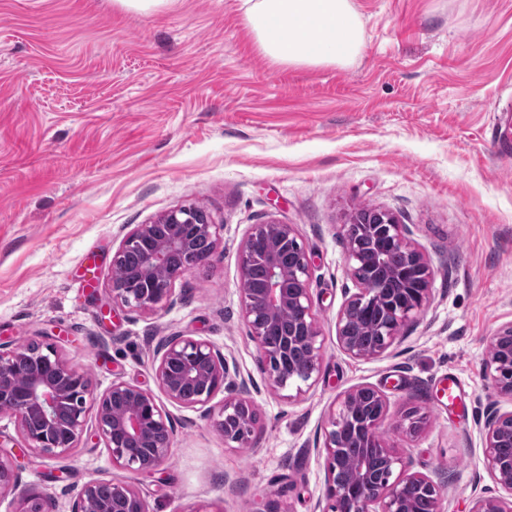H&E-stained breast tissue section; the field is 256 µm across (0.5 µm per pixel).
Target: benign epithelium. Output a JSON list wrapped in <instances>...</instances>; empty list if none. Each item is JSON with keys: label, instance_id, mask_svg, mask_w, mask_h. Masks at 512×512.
I'll return each instance as SVG.
<instances>
[{"label": "benign epithelium", "instance_id": "7a95c632", "mask_svg": "<svg viewBox=\"0 0 512 512\" xmlns=\"http://www.w3.org/2000/svg\"><path fill=\"white\" fill-rule=\"evenodd\" d=\"M376 216L375 224L364 219ZM166 231L162 249L148 251L136 283L111 281L112 304L143 313L174 306L177 280L206 265L221 242L222 225L201 216L195 206H180L162 214L151 224H139L122 239L112 258L118 267L124 254L141 249L157 229ZM370 235L383 236L403 253L405 264L391 278L405 287L401 297L384 308L376 324L379 336L373 347L361 343L354 329L357 316L381 301L383 289L374 275L381 264L379 252L364 247ZM345 262L358 291L345 302L336 320L340 348L357 359L383 355L404 335L430 301L433 270L429 259L412 239L409 225L399 223L393 213L377 208H359L343 225ZM204 238L209 250L196 253L194 240ZM268 269L264 287L241 292V316L248 336L256 342L260 363L268 366L275 391L295 390L300 396L320 376L324 339L311 296V262L292 224L267 222L252 225L239 255L240 280L249 279L253 267ZM288 312V335L280 344L267 343L281 312ZM482 373L494 398L488 403L484 421L483 455L494 486L483 489L473 500L470 512H512V459L501 448L512 447V410L501 408L500 400L512 402V322L502 325L487 341ZM155 381L165 397L178 405L200 409L224 434V443L248 447L256 439L254 404L246 379L230 371L223 351L207 339L168 336L160 341L154 364ZM14 396L10 405H0L1 414L15 418L24 437L38 455L55 458L80 447L85 431L86 405L96 407L98 434L110 449L112 465L130 472L157 467L170 454L174 424L152 391L123 380H115L98 394L89 372L66 361L51 343L0 344V391ZM224 391V402L212 401ZM126 408L117 413L113 401ZM386 395L361 385L346 391L338 409L327 418L324 429L326 495L331 512H420L417 497L429 500L428 512H441V491L421 473L398 474L402 465L396 446L384 438L388 419ZM38 415L43 429L27 430V421ZM426 415L416 408L404 412L400 425L405 434L416 436L424 429ZM366 449L354 464L345 458L352 446ZM18 485L9 461L0 457V491ZM71 512H146L139 492L127 481L91 479L77 493Z\"/></svg>", "mask_w": 512, "mask_h": 512}]
</instances>
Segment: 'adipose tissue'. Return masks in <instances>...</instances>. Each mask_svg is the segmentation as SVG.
Masks as SVG:
<instances>
[{
  "label": "adipose tissue",
  "instance_id": "1",
  "mask_svg": "<svg viewBox=\"0 0 512 512\" xmlns=\"http://www.w3.org/2000/svg\"><path fill=\"white\" fill-rule=\"evenodd\" d=\"M255 49L281 67L347 66L361 53L364 23L352 0H245Z\"/></svg>",
  "mask_w": 512,
  "mask_h": 512
}]
</instances>
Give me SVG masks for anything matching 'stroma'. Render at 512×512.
<instances>
[{
  "label": "stroma",
  "instance_id": "35a3bbf8",
  "mask_svg": "<svg viewBox=\"0 0 512 512\" xmlns=\"http://www.w3.org/2000/svg\"><path fill=\"white\" fill-rule=\"evenodd\" d=\"M244 0H174L146 13L112 0H0V343L50 342L88 368L96 392L153 390L167 336L210 340L249 384L253 446L227 445L201 411L165 402L169 458L147 473L112 465L87 408L80 448L33 453L0 415V451L21 492L70 512L84 483L123 477L147 512H328L324 424L345 391L389 402L388 437L470 512L491 479L481 430L487 340L512 322V0H353L364 47L346 67L279 68L241 24ZM221 224L206 266L176 281L173 308L104 314L112 258L136 225L180 206ZM393 212L430 258L431 299L404 339L361 360L336 340L357 285L342 229L351 210ZM294 225L312 268L319 381L288 398L241 318L239 254L252 225ZM95 272L93 287L83 276ZM463 389L443 394L449 376ZM427 417L400 431L407 407Z\"/></svg>",
  "mask_w": 512,
  "mask_h": 512
}]
</instances>
